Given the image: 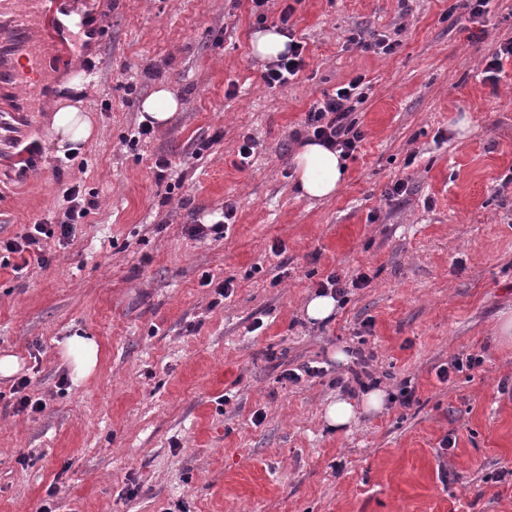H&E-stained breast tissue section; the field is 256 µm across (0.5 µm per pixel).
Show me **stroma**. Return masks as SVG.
Returning <instances> with one entry per match:
<instances>
[{"instance_id": "1", "label": "stroma", "mask_w": 512, "mask_h": 512, "mask_svg": "<svg viewBox=\"0 0 512 512\" xmlns=\"http://www.w3.org/2000/svg\"><path fill=\"white\" fill-rule=\"evenodd\" d=\"M453 3L296 0L306 67L270 89L251 38L279 7L261 24L250 0H76L103 33L69 44L96 64L76 94L95 134L57 155L42 111L14 132L39 148L31 177L0 156V240L61 214L70 186L91 204L67 244L43 240L48 266H0V356L21 364L0 377V512H512V345L496 334L512 309V63L483 74L512 38V0H491L484 37ZM356 31L400 45L363 52ZM356 76L364 139L334 197L302 198L293 135ZM160 87L182 107L134 139ZM398 181L407 194L387 200ZM228 203L226 237L188 235ZM333 272L369 283L310 324L304 304ZM77 331L103 349L78 384L62 356ZM339 349L370 354L387 394L343 431L322 418L349 376ZM468 354L481 366L440 381ZM306 363L324 375L281 381ZM21 376L42 411L20 409ZM405 381L409 408L394 401ZM512 60V39L506 40L500 43L495 52L492 53L490 59H487L484 73L486 80L491 83H496L498 80V74L503 69V60Z\"/></svg>"}]
</instances>
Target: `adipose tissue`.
<instances>
[{
	"mask_svg": "<svg viewBox=\"0 0 512 512\" xmlns=\"http://www.w3.org/2000/svg\"><path fill=\"white\" fill-rule=\"evenodd\" d=\"M50 128L52 143L61 156L78 150L93 135L90 116L69 98L59 97L53 102ZM292 163L298 189L303 196L328 199L340 189L345 163L339 152L306 141L299 145ZM62 348L73 382L88 379L95 373L101 357L96 338L76 333L64 340ZM384 398V392L377 388L367 390L357 405L339 396L326 405L323 418L329 427L343 430L356 420L359 412L380 409Z\"/></svg>",
	"mask_w": 512,
	"mask_h": 512,
	"instance_id": "adipose-tissue-1",
	"label": "adipose tissue"
}]
</instances>
